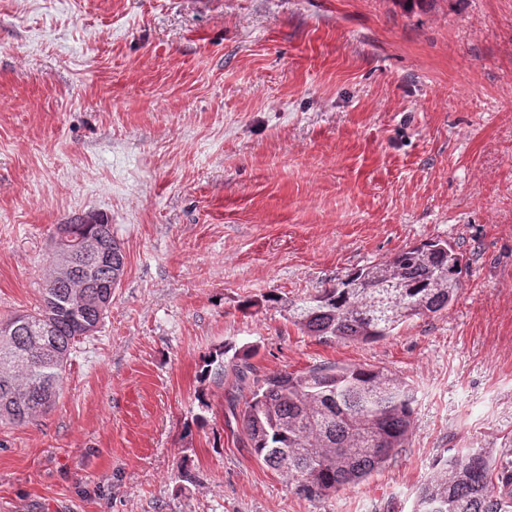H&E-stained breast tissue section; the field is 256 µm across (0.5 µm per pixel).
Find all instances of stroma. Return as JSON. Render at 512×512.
I'll return each instance as SVG.
<instances>
[{
    "instance_id": "1",
    "label": "stroma",
    "mask_w": 512,
    "mask_h": 512,
    "mask_svg": "<svg viewBox=\"0 0 512 512\" xmlns=\"http://www.w3.org/2000/svg\"><path fill=\"white\" fill-rule=\"evenodd\" d=\"M91 214L123 275L55 407L0 423V512H412L449 449H512V0H0V315ZM433 239L464 257L448 312L377 342L295 324ZM226 345L259 379L390 370L407 447L298 492L245 447L233 370L201 377Z\"/></svg>"
}]
</instances>
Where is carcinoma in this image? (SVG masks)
Instances as JSON below:
<instances>
[{"instance_id": "cac0c4a2", "label": "carcinoma", "mask_w": 512, "mask_h": 512, "mask_svg": "<svg viewBox=\"0 0 512 512\" xmlns=\"http://www.w3.org/2000/svg\"><path fill=\"white\" fill-rule=\"evenodd\" d=\"M94 234L105 235L112 250V260L100 262L98 282L115 281L124 254L103 218L95 224L56 225L51 258L68 252L81 267L85 258L76 245ZM462 272L463 255L448 242L411 245L304 299L297 323L331 340L380 341L409 320L448 311ZM71 292L69 282L44 288L36 309L0 318L12 329V335H0V354L18 350L29 356L8 378L0 377L1 423L24 425L51 410L84 327H98L112 304L109 289L87 288L89 305L74 313L68 307ZM34 328L44 335H30ZM225 353L208 355L202 378H224ZM415 402L413 387L383 368L277 372L254 382L242 415L243 433L256 458L288 476L298 491L318 497L361 483L406 447ZM413 512H512V449L497 458L467 448L436 459Z\"/></svg>"}]
</instances>
